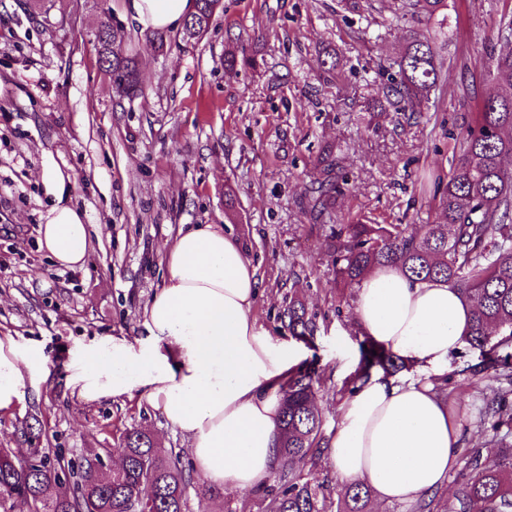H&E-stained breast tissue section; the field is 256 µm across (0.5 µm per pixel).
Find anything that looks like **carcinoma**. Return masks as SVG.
Listing matches in <instances>:
<instances>
[{
  "mask_svg": "<svg viewBox=\"0 0 512 512\" xmlns=\"http://www.w3.org/2000/svg\"><path fill=\"white\" fill-rule=\"evenodd\" d=\"M412 21L433 25L434 36L410 34L394 65L396 77L377 88L370 109L414 115L424 110L440 78L435 40L448 38V0H408ZM217 0H196L195 11L185 19L182 41L191 43L195 25H210ZM97 29L99 63L112 78H131L124 95H139L135 58L119 56L110 46L121 36L110 15L100 16ZM488 81L512 77V52H486ZM255 61L229 51L224 67L233 72ZM475 123L467 126L452 148L448 180L435 182L433 217L424 224H336L328 250L336 266V280L353 288L376 268L396 267L413 281H443L457 288L472 304L473 314L465 342L485 352L486 368L512 384V356L497 350L512 342V95L490 87L479 103ZM316 177L308 194V207L318 218L336 209L348 180L340 172L336 154L325 149L315 164ZM288 330L304 337L313 332L312 319L299 304L281 314ZM501 339L493 340L494 334ZM404 359L368 338L361 344L360 362L353 384L365 382L382 370L396 373ZM314 369L301 366L281 382L282 411L278 489L269 512H327L321 486L296 475V462L312 457L320 448L322 412L316 404ZM483 421L490 424L499 448L493 457L476 451L473 475L464 481L448 512H512V401L503 391L485 397ZM89 452L72 471L61 477L49 455L24 464L7 448H0V512H186L190 465L173 448L158 447L149 433L132 429L123 439L122 464L108 478L93 469ZM369 489L356 484L345 489L344 512H364Z\"/></svg>",
  "mask_w": 512,
  "mask_h": 512,
  "instance_id": "obj_1",
  "label": "carcinoma"
}]
</instances>
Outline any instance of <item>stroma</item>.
<instances>
[{"instance_id": "stroma-1", "label": "stroma", "mask_w": 512, "mask_h": 512, "mask_svg": "<svg viewBox=\"0 0 512 512\" xmlns=\"http://www.w3.org/2000/svg\"><path fill=\"white\" fill-rule=\"evenodd\" d=\"M405 0H223L207 35L188 45L180 30L157 48L133 24L124 0H0V338L41 347L47 381L0 409V448H38L61 466L88 451L118 460L132 428L162 447L188 444L140 394L86 402L67 379L78 349L106 339L144 338L143 311L167 274L179 231L223 228L256 269L258 323L273 341L315 364L322 450L295 471L320 484L341 512L340 483L325 450L343 391L360 358L355 289L336 285L326 242L332 224H420L434 181L451 169V146L477 110L486 48L503 50L495 21L512 0H449L450 39L437 48L441 81L427 109L409 117L366 104L392 74L409 29ZM124 34L144 93L121 99L86 36L102 14ZM245 49L254 67L228 73L224 55ZM331 51L336 69L318 56ZM332 146L349 184L332 219L306 207L315 160ZM69 175L59 187L55 172ZM86 216L92 248L83 266L56 265L40 226L58 195ZM312 315V336L288 331V301ZM470 346L435 376L458 427L456 461L436 503L445 507L471 475L473 452H496L482 396L496 388ZM33 434H25V424ZM208 482L192 471L188 512H268L274 481L199 498Z\"/></svg>"}]
</instances>
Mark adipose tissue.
Listing matches in <instances>:
<instances>
[{"label": "adipose tissue", "instance_id": "ef3b65f1", "mask_svg": "<svg viewBox=\"0 0 512 512\" xmlns=\"http://www.w3.org/2000/svg\"><path fill=\"white\" fill-rule=\"evenodd\" d=\"M193 0H127L145 28H176ZM59 266L83 265L90 250L84 214L59 203L40 229ZM168 275L145 309L139 346L105 340L85 347L71 383L92 402L135 392L160 410L188 443L196 468L216 488L264 484L279 447V381L297 357L272 341L252 314L256 272L223 230L198 224L180 232ZM358 328L414 362L417 375L373 374L341 407L329 461L341 484L367 482L377 501L412 504L448 480L459 431L430 381L464 343L472 310L457 288L414 282L378 268L356 289ZM45 357L0 338V409L25 395Z\"/></svg>", "mask_w": 512, "mask_h": 512}]
</instances>
